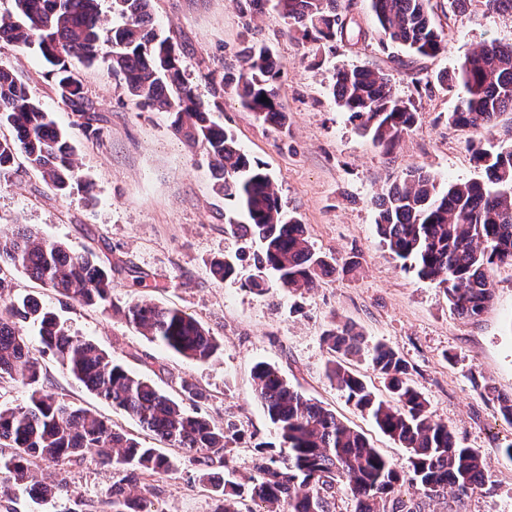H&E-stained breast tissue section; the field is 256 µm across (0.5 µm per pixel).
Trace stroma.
Masks as SVG:
<instances>
[{"mask_svg":"<svg viewBox=\"0 0 512 512\" xmlns=\"http://www.w3.org/2000/svg\"><path fill=\"white\" fill-rule=\"evenodd\" d=\"M157 26L175 44L185 77L205 102L214 100L203 78L209 69H236L239 51L252 43L270 45L281 64L279 99L284 126L256 120L232 93L219 100L217 122L241 146L263 161L273 188L288 211L307 227L315 251L332 256L338 270L317 288L258 296L239 280H214L213 260L246 250L231 234L225 211L234 209L213 188L200 148L189 147L170 127L165 113L140 110L120 77L106 63L76 64L84 92L100 116L103 134L76 138L81 181L69 194L50 190L40 173L17 159L0 176V237L27 224L74 254L94 250L123 261L144 278L115 277L116 305L148 293L156 301L193 316L217 336V358L196 363L150 343L112 309L62 306L57 296L23 270L10 269L14 295H34L59 311L65 327L90 339L126 369L159 390L178 395L181 381L201 387L208 399L199 413L216 424L235 422L245 433L232 453L239 472L252 467V441H275L274 429L254 392L256 363L274 365L289 384L372 438L399 470L409 468L404 448L382 434L348 402L324 374L330 357L323 333L332 321L349 322L368 343H383L410 366L412 385L429 403L435 420L448 425L461 444L479 449L487 477L465 496L424 499L421 512H512V462L501 450L512 443V424L499 415L492 394L512 397V269L495 270V297L477 319L459 317L443 288L405 269L383 247L375 227L378 200L407 170L422 167L441 181L479 177L474 148L512 143V112L491 131L449 124L458 102L439 80L484 43H512V13L472 11L438 0L434 24L443 30L446 50L412 68L401 66V48L378 43L369 0H356L354 20L362 40L337 39L333 47L302 44L284 18L269 11L242 17L235 0H154ZM27 83L32 97L70 127L71 110L54 90L48 67L36 50H0V66ZM383 71L394 92L412 101L418 124L401 134L391 150L361 136L335 102L332 76L339 66ZM356 262L352 272L344 265ZM46 385L60 398L96 412L123 430L140 434L138 423L75 380L52 357L41 360ZM175 471L150 482L159 512H213L208 490L196 480L195 466L181 450L167 448ZM70 488L43 504L25 490L0 499V512H110L107 505L117 471L94 460L57 471Z\"/></svg>","mask_w":512,"mask_h":512,"instance_id":"stroma-1","label":"stroma"}]
</instances>
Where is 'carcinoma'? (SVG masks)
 <instances>
[{
  "label": "carcinoma",
  "mask_w": 512,
  "mask_h": 512,
  "mask_svg": "<svg viewBox=\"0 0 512 512\" xmlns=\"http://www.w3.org/2000/svg\"><path fill=\"white\" fill-rule=\"evenodd\" d=\"M271 1L305 43H333L354 23L351 0H237L240 12L249 17L264 12ZM152 2L112 0V13L121 24L112 28L111 49L106 51L99 0H12V11L0 16V48H37L51 67L57 95L89 139L99 138L103 130L70 60L77 58L88 67L106 61L112 74L123 79L130 97L166 113L180 138L202 148L218 192L236 202L244 220L224 215L228 230L261 244L244 285L257 295L268 294L266 272L271 270L283 291L317 287L334 267L314 251L301 219L284 211L266 165L213 120L211 106L188 85L172 42L153 25ZM370 2L381 45L400 46L415 58L445 51L447 43L433 22L431 0ZM458 2L512 12V0ZM239 57L238 71L219 76L211 72L204 78L231 91L256 119L284 124L286 113L277 92L281 69L272 49L255 43ZM441 81L448 90H459L449 122L472 129L492 126L504 112H512V45H482ZM332 89L357 129L386 150L419 120L415 106L393 92L381 71L340 66ZM263 96L268 101H261ZM3 123L13 127L15 136L0 139L1 175L22 156L60 195L79 180L68 134L27 85L1 66ZM473 161L484 178L445 185L423 167L405 172L380 197L376 220L377 233L391 255L419 278L444 288L450 307L466 319L478 318L493 299L494 269L512 267V146L479 148ZM239 261V256L217 259L210 274L220 281L236 279L241 274ZM7 267L23 269L62 303L82 307L112 304V281L120 272L91 250L70 254L26 224L0 238V299L12 292L1 276ZM122 312L150 342L189 360L207 362L220 350L218 339L195 318L146 295L128 302ZM323 340L332 356L326 377L383 434L407 450L409 475L401 474L366 436L334 412L292 388L275 366L260 362L253 368L256 394L280 443L255 444L254 465L238 479L228 445L241 440L244 432L235 424L218 426L189 413L182 401L114 362L93 342L70 335L58 316L33 298L12 302L0 312V379L27 387L31 394L23 405L0 404V445L10 449L0 453V490L24 488L36 499L51 501L63 490L62 484L49 476L37 477L33 466L45 462L63 467L89 451L98 464L123 473L124 484L174 470L173 460L160 449L143 445L48 389L40 363L45 355L87 390L135 419L144 431L192 454L198 482L212 493L214 512H336L338 485L354 501V512H417L413 499L401 497L402 486L431 498L450 487L466 495L485 482L482 453L463 447L447 425L433 419L398 352L383 343H366L347 322L332 324ZM354 356L370 360L390 399L377 398L349 369L345 359ZM109 505L111 512H155L147 496L130 499L117 484Z\"/></svg>",
  "instance_id": "carcinoma-1"
}]
</instances>
